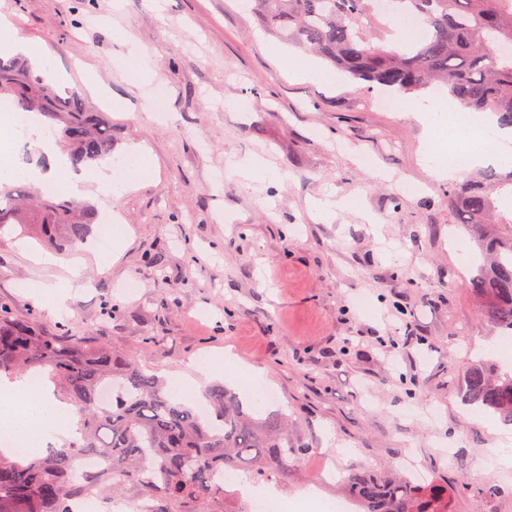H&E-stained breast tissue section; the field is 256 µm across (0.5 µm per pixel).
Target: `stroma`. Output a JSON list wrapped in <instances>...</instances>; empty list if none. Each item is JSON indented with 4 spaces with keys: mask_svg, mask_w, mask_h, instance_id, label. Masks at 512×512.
<instances>
[{
    "mask_svg": "<svg viewBox=\"0 0 512 512\" xmlns=\"http://www.w3.org/2000/svg\"><path fill=\"white\" fill-rule=\"evenodd\" d=\"M242 2L0 0L52 76L108 101L113 156L139 151L149 169L120 198L87 197L128 228L110 241L115 260L85 243L58 264L34 263L45 247L33 209L22 228L1 230L0 299L167 377L232 352L306 448L289 498L337 496L355 472L417 467L447 487L452 512H512V467L493 455L512 425L462 402L472 359L512 360L469 287V235L448 181L425 170L428 132L410 111L438 89L398 95L388 111L378 89L345 75L298 80L291 62L304 51ZM119 32L147 50L146 82H130ZM158 86L165 120L152 108ZM254 156L282 181L226 174L228 159ZM328 197L348 203L331 223L314 210ZM73 262L85 286L58 314L30 290L61 282ZM387 336L398 342L388 356Z\"/></svg>",
    "mask_w": 512,
    "mask_h": 512,
    "instance_id": "stroma-1",
    "label": "stroma"
}]
</instances>
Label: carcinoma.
<instances>
[{"label":"carcinoma","instance_id":"carcinoma-1","mask_svg":"<svg viewBox=\"0 0 512 512\" xmlns=\"http://www.w3.org/2000/svg\"><path fill=\"white\" fill-rule=\"evenodd\" d=\"M270 33L295 40L354 79L398 93L434 83L467 112H490L512 128V0H393L422 17L425 31L401 50L374 46L362 27L371 0H252ZM44 117L79 170L112 153V121L76 92L54 84L16 59H0V100ZM512 195V170H493L448 190L457 223L479 253L471 289L501 335L512 336V210L494 193ZM41 207L42 234L62 252L87 239L95 210L68 200L39 199L26 185L0 178V228L20 223L25 204ZM37 374L54 395L74 406L80 421L72 438L41 459L0 453V512H71L75 498L117 495L130 487L150 503L149 512H215L227 490L216 482L235 466L278 484L288 482L293 462L306 451L288 437V422L263 417L242 394L223 386L203 397L200 415L176 399L164 378L134 360L112 354L94 336L72 338L41 330L0 302V377ZM463 402L512 424V368L482 358L464 373ZM112 388V408H98L97 393ZM82 457L108 466L79 468ZM358 512H448V489L416 485L403 477L356 473L344 484Z\"/></svg>","mask_w":512,"mask_h":512}]
</instances>
